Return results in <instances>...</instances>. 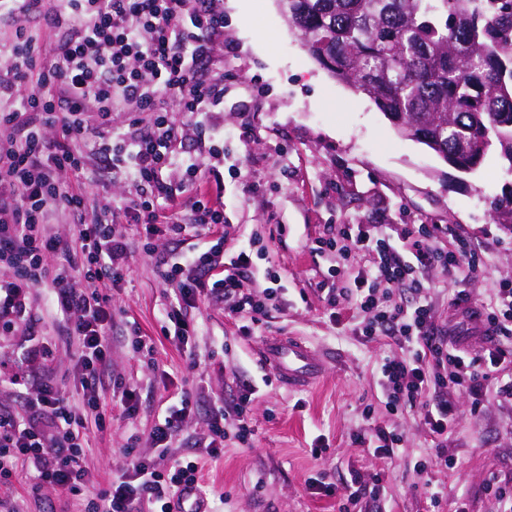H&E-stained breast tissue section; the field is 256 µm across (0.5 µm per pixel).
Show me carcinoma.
I'll return each mask as SVG.
<instances>
[{"mask_svg": "<svg viewBox=\"0 0 512 512\" xmlns=\"http://www.w3.org/2000/svg\"><path fill=\"white\" fill-rule=\"evenodd\" d=\"M303 49L459 170L512 169V0H288Z\"/></svg>", "mask_w": 512, "mask_h": 512, "instance_id": "obj_1", "label": "carcinoma"}]
</instances>
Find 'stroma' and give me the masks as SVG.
Masks as SVG:
<instances>
[{
    "label": "stroma",
    "instance_id": "1",
    "mask_svg": "<svg viewBox=\"0 0 512 512\" xmlns=\"http://www.w3.org/2000/svg\"><path fill=\"white\" fill-rule=\"evenodd\" d=\"M224 31L212 47L213 71L224 75V106L216 112L224 128V151L210 153L185 113H170L178 127V151L201 156L212 184L223 190L224 239L230 256L254 245L257 273L275 267L277 292L268 316L254 332L224 314L223 304L198 296L181 300L183 277H167L163 258L194 248L205 239L187 234H147L144 225L119 219L118 237L127 241L126 272L112 291V331L108 337L111 372L138 391L135 419H126L111 390L100 394L106 416L103 431L92 432L85 462L97 488L130 453L151 452L152 428L164 409L189 391L192 417L172 444V457L192 454L195 437L207 429L216 400L236 402L238 382L256 388L251 404L252 433L247 442L225 440L224 452L202 457L200 492L211 512H340L339 497L312 493L319 474L344 486L351 470L380 473L379 499L362 501V512H493L485 491L493 478L512 476V408L485 396L473 406L458 396V412L448 434L454 464L446 471L415 474L431 452L417 410L388 413L379 366L387 349L355 336L353 300L348 292L355 269L338 278L330 272L334 254L316 250L315 241L332 224H372L395 229L405 224H440L463 237L480 255L482 272L451 275L427 269L425 279L438 324L448 322L457 290L483 305L504 281H512V228L497 223L494 206L512 196V171L489 157L477 171L463 173L424 145L402 138L365 95L333 79L302 48L282 17L277 0H218ZM99 136L95 119L83 134L87 148L85 214L106 202L136 197L130 180L113 175L93 153ZM342 290L328 305L324 282ZM36 293L32 310L50 353L30 356L28 329L0 330V361L19 366L30 383H53L72 397L75 342L65 322L46 310ZM180 311L193 335H174L167 317ZM152 345L136 350L135 336ZM269 336H296L331 353L332 362L314 386L289 391L265 371L258 351ZM382 424L402 435L395 454H372L359 437ZM327 448L314 456L316 438ZM440 492V509L430 504ZM90 491L71 495L38 486L22 474L10 492L9 512H84Z\"/></svg>",
    "mask_w": 512,
    "mask_h": 512
}]
</instances>
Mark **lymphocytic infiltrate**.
<instances>
[{"label": "lymphocytic infiltrate", "instance_id": "f902f5d3", "mask_svg": "<svg viewBox=\"0 0 512 512\" xmlns=\"http://www.w3.org/2000/svg\"><path fill=\"white\" fill-rule=\"evenodd\" d=\"M216 0H0V14L22 18L44 16L57 32L53 60L41 68L43 51L38 34L17 26L0 69V324H31L35 290L49 288V312L66 317L76 339V371L80 401L63 396L49 383L28 395L31 413L20 421L0 408V489H11L20 467L35 470L42 486L77 493L90 481L84 464L91 429H104L99 390L109 364L108 332L112 325V290L124 277L127 245L114 233L117 215L141 224H167L170 214L159 211L173 189L162 173L179 166L195 190L193 222L214 233L224 224V204L216 197L199 156L176 151L177 127L169 120L177 108L206 125L211 112L224 103V77L203 75L213 37L224 28ZM149 115L147 128L112 129L119 108ZM95 110L101 129L97 152L113 169L127 173L137 202L116 208L104 204L91 221L80 220L71 238L51 234L47 220L61 208L79 216L80 189L60 184L61 171L80 174L85 155L75 143L82 135L88 110ZM60 127L61 138L47 131ZM437 227L421 224L393 235L347 224L329 227L317 241L321 251L336 253L342 264L362 262L357 305L362 316L354 328L366 340L390 339L395 345L381 364L390 411L418 409L434 451L418 473L450 469L448 432L463 392L480 403L490 382H497L499 403L512 405V282L501 283L484 321L495 332L493 342L470 354L448 336L447 327L433 319L430 288L418 269L438 266L448 273L480 269L481 260L464 240L449 249L435 245ZM60 255L47 268L44 256ZM171 275L192 267L213 271V252L170 257ZM222 278L187 288L184 300L205 291L224 304L230 317H249L251 324L267 316L272 288L256 290L253 258L240 251L225 263ZM414 291L412 305L394 302L401 289ZM254 389L243 384L231 406H215L207 436L196 445L209 456L224 450V421L233 415L238 439L250 433L249 412ZM194 410L189 395L170 408L152 430L154 456H133L129 465L112 473L109 486L97 494L90 512H172L181 488L196 485L197 456L163 465L169 444Z\"/></svg>", "mask_w": 512, "mask_h": 512}]
</instances>
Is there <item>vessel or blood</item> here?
Instances as JSON below:
<instances>
[{
    "instance_id": "obj_1",
    "label": "vessel or blood",
    "mask_w": 512,
    "mask_h": 512,
    "mask_svg": "<svg viewBox=\"0 0 512 512\" xmlns=\"http://www.w3.org/2000/svg\"><path fill=\"white\" fill-rule=\"evenodd\" d=\"M329 360L328 353L293 336L266 338L260 353L262 367L272 372L279 384L291 391L317 382Z\"/></svg>"
}]
</instances>
